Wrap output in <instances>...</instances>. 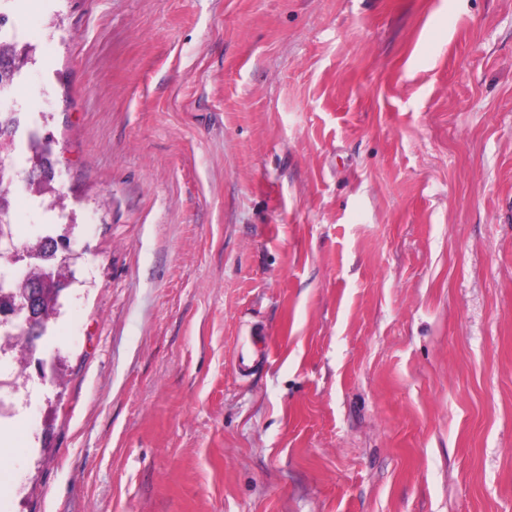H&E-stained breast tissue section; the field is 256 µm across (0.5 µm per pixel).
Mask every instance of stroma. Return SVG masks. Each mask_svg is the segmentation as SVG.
<instances>
[{
  "label": "stroma",
  "instance_id": "obj_1",
  "mask_svg": "<svg viewBox=\"0 0 512 512\" xmlns=\"http://www.w3.org/2000/svg\"><path fill=\"white\" fill-rule=\"evenodd\" d=\"M74 280L0 512H512V0H0Z\"/></svg>",
  "mask_w": 512,
  "mask_h": 512
}]
</instances>
